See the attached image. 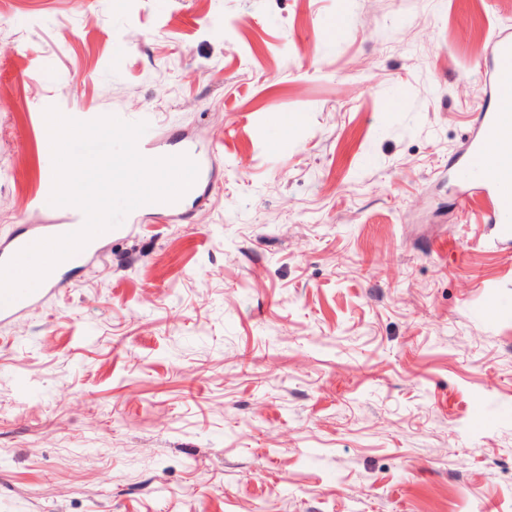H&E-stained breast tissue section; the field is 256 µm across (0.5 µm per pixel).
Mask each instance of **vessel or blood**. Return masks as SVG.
<instances>
[{
  "mask_svg": "<svg viewBox=\"0 0 512 512\" xmlns=\"http://www.w3.org/2000/svg\"><path fill=\"white\" fill-rule=\"evenodd\" d=\"M492 68L494 93L476 114L475 125L479 134L470 144L463 170L481 177L484 184L483 192L492 200L487 215L488 223L508 227L512 225V174H505L501 160L503 157L512 156V125H505L501 108L505 102H512L511 37H498ZM495 144L500 147V152L496 155L491 152V147ZM137 148L139 153L148 159L181 154L192 158L196 155L192 145L184 140L161 146L143 136L140 137ZM137 221V213H129L125 224L93 238L81 251L58 264L40 283L37 290L0 305V318L5 319L29 309L36 303L40 294L52 293L66 287L70 271L97 252L101 242L124 235L128 225ZM83 224V212L74 208L69 212L67 223L42 224L32 230L15 234L8 242L0 245V264L8 263L21 250L37 241L77 231Z\"/></svg>",
  "mask_w": 512,
  "mask_h": 512,
  "instance_id": "b4317fda",
  "label": "vessel or blood"
}]
</instances>
